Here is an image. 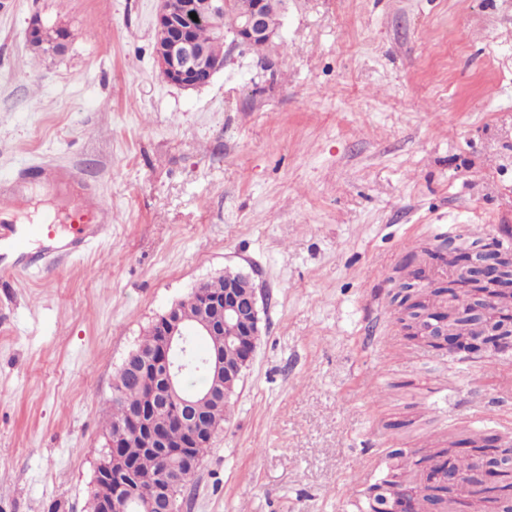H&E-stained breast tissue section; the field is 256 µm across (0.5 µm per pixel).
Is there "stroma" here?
Here are the masks:
<instances>
[{"label":"stroma","mask_w":512,"mask_h":512,"mask_svg":"<svg viewBox=\"0 0 512 512\" xmlns=\"http://www.w3.org/2000/svg\"><path fill=\"white\" fill-rule=\"evenodd\" d=\"M158 0H0L1 202L15 224L96 188L112 230L0 280V512H91L117 371L225 269L266 296L232 415L182 512H361L393 452L512 434V349L410 339L407 256L471 225L512 247V0H288L275 72L231 50L169 83ZM65 26L34 54L33 14ZM483 371L481 383L470 380ZM55 36L46 38V27L42 17L34 14L28 23L27 41L30 46L35 44L47 48V51L58 53L64 48V42L68 39V31L62 26H55Z\"/></svg>","instance_id":"stroma-1"}]
</instances>
